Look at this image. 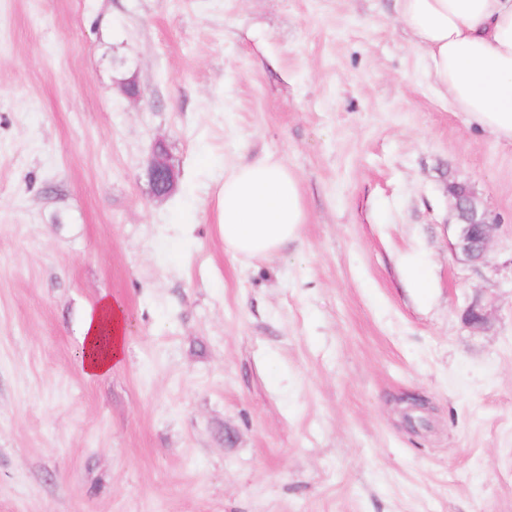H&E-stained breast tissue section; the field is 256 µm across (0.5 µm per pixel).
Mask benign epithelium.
Wrapping results in <instances>:
<instances>
[{"label": "benign epithelium", "instance_id": "obj_1", "mask_svg": "<svg viewBox=\"0 0 512 512\" xmlns=\"http://www.w3.org/2000/svg\"><path fill=\"white\" fill-rule=\"evenodd\" d=\"M148 178L153 195L157 198L170 194L177 187L178 173L161 142L157 143L149 161ZM448 198L455 219V255L473 264L483 262L498 224L481 207L468 185L456 181L448 184ZM464 319L473 328L482 329L488 325V315L478 301L468 306Z\"/></svg>", "mask_w": 512, "mask_h": 512}]
</instances>
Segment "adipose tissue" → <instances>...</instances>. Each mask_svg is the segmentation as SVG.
I'll list each match as a JSON object with an SVG mask.
<instances>
[{"instance_id":"obj_1","label":"adipose tissue","mask_w":512,"mask_h":512,"mask_svg":"<svg viewBox=\"0 0 512 512\" xmlns=\"http://www.w3.org/2000/svg\"><path fill=\"white\" fill-rule=\"evenodd\" d=\"M425 61L431 89L497 140L512 142V0H396ZM307 219L300 182L267 153L224 169L219 228L232 254H278ZM125 315L102 300L83 325L78 354L87 377L110 374L125 351Z\"/></svg>"}]
</instances>
